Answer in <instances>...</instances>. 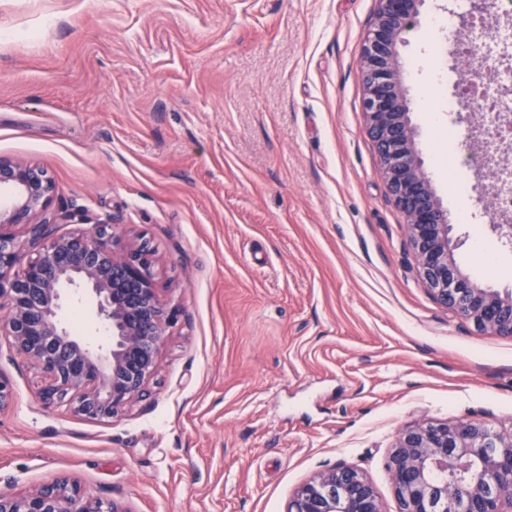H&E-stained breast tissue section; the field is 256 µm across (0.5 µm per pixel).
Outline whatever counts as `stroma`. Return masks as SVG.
<instances>
[{
  "instance_id": "stroma-1",
  "label": "stroma",
  "mask_w": 512,
  "mask_h": 512,
  "mask_svg": "<svg viewBox=\"0 0 512 512\" xmlns=\"http://www.w3.org/2000/svg\"><path fill=\"white\" fill-rule=\"evenodd\" d=\"M378 0H0V157L52 177V206L149 242L175 309L148 393L109 421L42 403L0 335V494L59 479L126 512H284L339 463L385 512L387 455L423 420L512 429V338L441 308L422 282L362 111ZM401 49L418 147L475 281L512 289V238L480 172L450 177L460 54L426 0ZM62 321L105 343L92 294Z\"/></svg>"
}]
</instances>
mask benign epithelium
<instances>
[{"label": "benign epithelium", "instance_id": "1", "mask_svg": "<svg viewBox=\"0 0 512 512\" xmlns=\"http://www.w3.org/2000/svg\"><path fill=\"white\" fill-rule=\"evenodd\" d=\"M425 0H379L360 53L363 110L390 196L405 215L421 278L441 307L483 331L512 337V290L473 281L457 266L448 209L434 191L417 148L400 47L420 24ZM13 192L0 208V333L34 364L47 406L66 405L90 420L111 419L147 393L172 315L155 286L153 256L143 245L116 249L112 225L56 234L58 224H85L81 214L52 209L54 183L40 166L0 158V187ZM23 226L32 250L16 241ZM81 284L97 300L105 350H94L60 321L64 287ZM387 468L396 512H512V431L476 420L422 422L396 436ZM0 512H125L84 497L67 480L23 496L0 494ZM286 512H383L359 468L337 464L291 492Z\"/></svg>", "mask_w": 512, "mask_h": 512}]
</instances>
